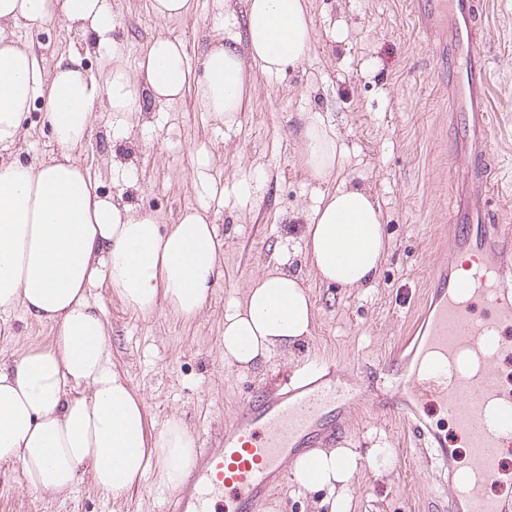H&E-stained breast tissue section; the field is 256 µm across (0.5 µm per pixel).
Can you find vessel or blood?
<instances>
[{
  "mask_svg": "<svg viewBox=\"0 0 512 512\" xmlns=\"http://www.w3.org/2000/svg\"><path fill=\"white\" fill-rule=\"evenodd\" d=\"M427 32L443 26L435 51L456 80L453 119L465 143L468 196L427 279L399 348L370 383L327 358L302 373H282L237 416L211 433L197 467L169 494L168 512H258L292 463L332 447L363 409L398 416L415 438L421 474L437 512H512V387L493 365L512 359V226L498 224L490 174L483 0H414ZM445 411L452 432L432 417ZM464 440L472 463L461 466L449 434Z\"/></svg>",
  "mask_w": 512,
  "mask_h": 512,
  "instance_id": "b4317fda",
  "label": "vessel or blood"
}]
</instances>
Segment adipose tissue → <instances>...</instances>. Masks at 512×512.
Returning a JSON list of instances; mask_svg holds the SVG:
<instances>
[{"label":"adipose tissue","instance_id":"ef3b65f1","mask_svg":"<svg viewBox=\"0 0 512 512\" xmlns=\"http://www.w3.org/2000/svg\"><path fill=\"white\" fill-rule=\"evenodd\" d=\"M59 16L99 35L112 28L104 0H0V149L20 140L24 115L40 99L61 150L47 162L0 166V309L22 306L57 329L53 344L0 360V462L17 466L29 489L54 496H69L83 475L114 498L152 471L175 488L199 462L195 439L176 417L152 432L144 398L112 360L108 324L90 290L103 284L129 309L164 304L196 318L222 277V241L199 211L164 230L152 215L100 194L73 155L91 130L96 84L77 60L45 73L13 40L19 21ZM312 35L307 0H247L242 32L214 40L202 79L193 78L183 43L160 35L137 72L113 67L109 110L126 116L144 98L172 102L191 89L201 111L234 122L251 72L271 75L300 61ZM302 143L314 178L340 167L338 139L319 114L308 116ZM303 236L315 276L343 288L372 282L385 252L377 202L345 183L321 195ZM313 321L300 278L257 276L244 305L224 315V361L250 369L310 335ZM355 466V453L320 448L292 473L333 490L331 512H346L344 485Z\"/></svg>","mask_w":512,"mask_h":512}]
</instances>
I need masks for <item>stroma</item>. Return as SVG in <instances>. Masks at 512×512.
<instances>
[{"label": "stroma", "instance_id": "1", "mask_svg": "<svg viewBox=\"0 0 512 512\" xmlns=\"http://www.w3.org/2000/svg\"><path fill=\"white\" fill-rule=\"evenodd\" d=\"M113 24L105 37L66 20L22 24L16 40L45 71L81 58L103 84L115 63L136 70L157 34L180 40L194 74L212 37L240 29L246 0H192L182 17L161 21L150 0H104ZM485 44L492 114L491 152L505 190L491 207L512 225V0H487ZM314 30L300 62L257 75L232 125L199 111L193 91L170 103L146 101L117 120L97 98L89 138L77 160L102 195L158 224L177 223L187 210L207 208L224 240L223 278L204 313L192 320L166 306L129 310L102 286L91 296L110 327L112 360L145 399L155 430L181 418L195 440L223 426L252 390L310 353L367 367L387 360L438 257L443 226L455 216L461 182L454 88L430 36L414 20L410 0H308ZM319 113L338 136V177L378 202L387 249L366 288H339L314 278L302 239L312 207L330 183L315 180L302 160L301 132ZM16 145L0 150V165L46 161L58 147L42 105L27 113ZM285 271L311 290L310 336L259 367L240 371L224 361V314L243 302L254 277ZM15 333L0 335V358L27 345L50 344L54 326L21 307L0 313ZM348 446L361 461L348 481L350 512H430L433 490L412 460L405 427L387 414L364 412ZM373 448L390 453L374 463ZM168 489L149 473L114 499L80 481L59 501L29 490L18 467L0 464V512H165ZM330 493L286 477L261 512H330Z\"/></svg>", "mask_w": 512, "mask_h": 512}]
</instances>
